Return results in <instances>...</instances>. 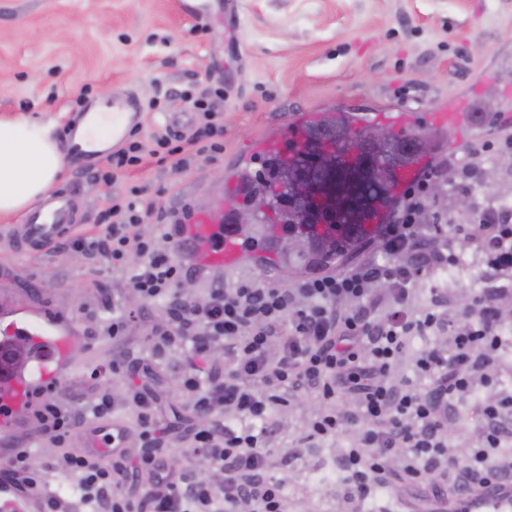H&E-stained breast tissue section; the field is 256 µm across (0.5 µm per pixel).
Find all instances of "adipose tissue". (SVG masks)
Segmentation results:
<instances>
[{
  "instance_id": "adipose-tissue-1",
  "label": "adipose tissue",
  "mask_w": 512,
  "mask_h": 512,
  "mask_svg": "<svg viewBox=\"0 0 512 512\" xmlns=\"http://www.w3.org/2000/svg\"><path fill=\"white\" fill-rule=\"evenodd\" d=\"M68 151L52 127L0 117V216L27 210L64 179Z\"/></svg>"
}]
</instances>
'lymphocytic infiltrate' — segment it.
<instances>
[{
    "label": "lymphocytic infiltrate",
    "mask_w": 512,
    "mask_h": 512,
    "mask_svg": "<svg viewBox=\"0 0 512 512\" xmlns=\"http://www.w3.org/2000/svg\"><path fill=\"white\" fill-rule=\"evenodd\" d=\"M428 183L419 181L378 234L383 259L368 258L342 273L314 274L290 286L211 280L201 300L176 291L194 270L176 244L193 211L183 207L173 223L142 233L144 200L113 203L108 221L80 232L71 245L88 258H111L113 269L128 272V286L145 302L163 307L175 336L191 342L207 359L224 350L223 366L209 364L206 379L184 373L180 384L206 422L194 431L196 452L223 470L220 480L191 469L175 470L161 447L164 432L153 420L151 400L141 389L128 395L140 410L136 440L142 451L133 469L145 474L152 492L114 493L124 472L125 453L104 466L100 453L84 448L57 457L36 471L27 449L9 451V472L18 488L45 493L52 472L69 475L82 503L92 512H287L281 481L269 475L265 445L276 433L274 411L290 397L313 396L321 405L309 418L300 448L359 430L342 465L350 500L365 501L391 488V462L399 460L411 481L427 483L433 497L451 485L468 501L489 488L512 486V393L496 394L483 407L478 445L457 459L448 435V413L476 392L482 370L512 341L502 334L496 297L512 293V277L483 290L463 317L435 306L412 313L409 296L417 282L458 263L456 245L472 238L493 251L496 266L512 264V221L455 225L452 231L418 220L428 205ZM451 335V349L433 345L418 352L412 366L422 382L389 380L411 337ZM47 386L36 418L55 443L71 440L81 412L56 401ZM355 405H348V396Z\"/></svg>",
    "instance_id": "f902f5d3"
}]
</instances>
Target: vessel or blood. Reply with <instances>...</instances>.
Masks as SVG:
<instances>
[{"mask_svg": "<svg viewBox=\"0 0 512 512\" xmlns=\"http://www.w3.org/2000/svg\"><path fill=\"white\" fill-rule=\"evenodd\" d=\"M426 164L424 157L414 158L396 170L391 187L389 203L375 207L364 222L366 232H373L379 225L387 223L393 207L402 199L408 188L417 183ZM224 203L216 201L214 208L197 212L187 224L183 239L194 250L195 256L204 264L218 269L235 268L241 252L232 233L223 232ZM75 221L67 197L53 196L30 211L13 232L15 245L23 250L44 249L57 239L70 233ZM21 338L32 339L38 346L36 366L31 371H12L0 376V402L6 403L10 411L0 415V431L12 424V413L21 408L28 393L35 391L51 378L49 362L58 361L66 355L71 338L55 322L14 319L0 325V342L9 344ZM88 444L95 450L108 452L123 447L122 431L104 426H94L88 431ZM40 501L33 495L20 491L6 471H0V512H41ZM465 512H512V492L487 490L475 501L466 503Z\"/></svg>", "mask_w": 512, "mask_h": 512, "instance_id": "obj_1", "label": "vessel or blood"}]
</instances>
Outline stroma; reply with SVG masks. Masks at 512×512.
I'll use <instances>...</instances> for the list:
<instances>
[{"label": "stroma", "instance_id": "obj_1", "mask_svg": "<svg viewBox=\"0 0 512 512\" xmlns=\"http://www.w3.org/2000/svg\"><path fill=\"white\" fill-rule=\"evenodd\" d=\"M0 0V117H27L69 134L83 110L100 97L134 95L142 121L128 140L152 145L156 131L183 126L195 131L193 112L204 104L216 112L223 131L219 150L187 162L145 158L137 168L118 172L111 186L91 177L92 167L73 157L59 195L74 199L82 228L99 223L115 194L141 190L159 215L183 206L211 207L226 188L227 174L241 166L259 170L254 143L284 133L294 115L317 112L341 117L349 112H398L420 126L431 140L428 165L447 169L472 152L490 150L493 158L511 156L512 144V0H239V22L226 29L218 22L224 0ZM446 108L466 112L464 126H433L426 118ZM497 196L512 197V168L494 175L479 172L464 185L469 212H458L454 197L431 198L440 223H470L489 202L485 180ZM19 215L0 217V314L21 312L58 323L72 338L60 367L55 397L81 399L86 424H96L93 408L102 395L114 398L113 425L137 430L139 410L126 400L130 384L146 385L156 398L155 413L167 427L163 451L176 469L192 468L197 456L185 436L191 414L179 379L192 365L191 351L179 339L165 338L161 307L148 306L126 288L125 274L100 258L75 256L65 248L29 253L17 250L7 233ZM466 273L439 289L419 285L415 310L439 300L449 310L468 303L469 283L484 278L499 284L500 270L482 251H463ZM228 284L241 280L293 284L297 273L275 261L243 263L221 273ZM132 313L123 336H108L103 326L112 313ZM489 385L479 396L457 403L449 421L454 431L477 430L483 420L481 397L512 392V351L489 365ZM316 409L312 399L281 407L278 432L267 444L273 477L285 484L288 512H395L397 505L432 507L423 488L403 487L394 496H378L342 507L345 482L317 484L318 470H338L345 448L357 441L349 431L318 444L296 458L294 448ZM31 451L39 466L75 451L43 435L33 413L15 419L0 434V466L7 444Z\"/></svg>", "mask_w": 512, "mask_h": 512}]
</instances>
